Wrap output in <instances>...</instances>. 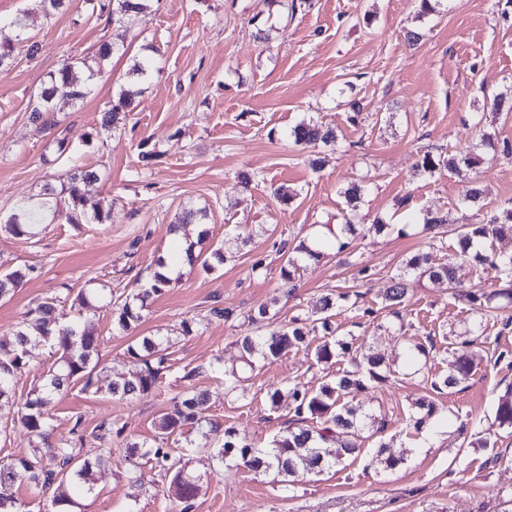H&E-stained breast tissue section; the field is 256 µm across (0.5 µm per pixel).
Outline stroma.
I'll return each instance as SVG.
<instances>
[{
  "instance_id": "obj_1",
  "label": "stroma",
  "mask_w": 512,
  "mask_h": 512,
  "mask_svg": "<svg viewBox=\"0 0 512 512\" xmlns=\"http://www.w3.org/2000/svg\"><path fill=\"white\" fill-rule=\"evenodd\" d=\"M307 2L294 13L288 0H155L123 26L108 23L87 0H72L51 17L39 0H0V43L14 41L10 21L21 13L28 35L43 45L34 59L21 55L0 67V215L74 168L99 174L84 186L88 204L112 207L102 224L59 218L37 225L31 237L0 231V274L34 269L0 300V341H12L28 311L65 285L98 295L85 315L111 378L127 373L126 350L139 337L172 341L171 370L149 395L122 401L76 386L53 403V441L67 439L78 416L88 432L104 420L124 430L112 439L94 492L80 497L84 512H178L167 478L156 472L146 471L144 488L131 495L126 442H153L155 419L172 409L184 372L198 366L203 372L194 384L208 395L202 414L219 427L205 436L209 447H200L204 437L196 432L176 444L201 477L192 512H512V429L494 423L498 397L512 389V367L497 359L512 353V308L492 319L456 298L459 290L498 286L487 266L456 260L457 230L476 223V210L459 202L461 175L416 166L423 148L477 150L473 174L484 186L486 210L512 205V153L477 147L485 132L512 146V112L489 105L493 95H512V0H440L430 13L420 0ZM409 31L420 36L416 46L405 39ZM102 41L116 51L92 93L62 105L51 128L37 129L29 121L31 95L64 58L84 56ZM148 56L156 61L152 76L129 79L135 59ZM124 89L135 93L132 111L116 129L101 131L102 113ZM354 100L362 106L357 115ZM310 118L335 129L334 146L294 145L291 127ZM143 140L154 154L148 162L139 157ZM316 155L323 159L318 171L308 165ZM354 181L366 186L353 218L366 237L352 238L347 252L300 261L295 292L284 297L277 244L342 223L340 192ZM280 186L294 192L291 202L275 198ZM403 199L414 219L428 209L446 214L444 247L434 259L454 264L456 287L413 281L401 319L376 321L364 309L380 308L392 278L424 245L414 228L402 235L368 231L378 217L401 222ZM188 205L206 209L201 249L223 246L224 264L212 272L185 269L149 298L135 330L119 331L102 291L117 297L147 287L175 237L196 238L195 225L176 222ZM243 234L250 243H240ZM259 260L260 274L253 270ZM344 292L357 299L355 307L337 308L338 336L358 351L384 352L391 363L387 381L349 403L385 418V431L365 439L360 454L287 491L272 476L233 462L217 466L212 449L223 444L225 430L265 448L291 422L288 402L270 410L268 389L315 390L345 366L316 362L324 340L318 330L308 345L227 389L225 374L239 364L236 342L246 331L242 317L269 308L271 331L304 316L321 296ZM217 304L237 320L211 317ZM484 319L488 328L470 348V378L434 392L431 376L444 370L448 349ZM428 336L435 343L428 356L406 353L407 340ZM423 397L438 411L418 431L413 419ZM17 411L0 407V463L33 448L15 422ZM383 442L391 454H406V462L392 470L371 464Z\"/></svg>"
}]
</instances>
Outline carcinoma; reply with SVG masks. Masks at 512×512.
<instances>
[{"label":"carcinoma","mask_w":512,"mask_h":512,"mask_svg":"<svg viewBox=\"0 0 512 512\" xmlns=\"http://www.w3.org/2000/svg\"><path fill=\"white\" fill-rule=\"evenodd\" d=\"M152 0H112V6L100 5V11L108 12L107 19L111 22L130 25L137 15L150 7ZM114 54L111 43L103 41L97 45L91 55L85 58H66L58 69L48 75L46 81L30 98L29 118L39 126L52 124L51 116L59 111L62 103H78L91 93L93 86L101 77L104 65ZM133 104L132 94L121 91L112 101L102 118V128L109 130L121 120V115L130 111ZM290 136L298 145H315L322 143L330 146L336 143V134L330 128H323L312 121L303 120L290 130ZM476 163L472 153L455 151L448 154L421 150L418 153L417 167L430 174L441 169L460 174ZM98 179L93 170L75 169L60 178V188L48 187L38 198H29L21 202L5 219L0 218V229L14 235L33 233L36 224L57 212L52 199L62 197L67 205L66 221L79 224L88 219L85 209L86 199L83 185ZM365 192V186L353 184L343 192L346 203L344 214L345 224L340 232H330L333 240L326 242V247L344 252L349 243L341 239L343 233H356L355 225L351 224L350 214L357 210ZM447 224L443 215L426 212L423 217L422 233L426 235V251L412 257L407 267L411 274L431 281H446L449 288L455 287V268L453 265H442L433 262L434 253L443 248L444 237L436 231ZM512 236V207L505 208L477 224H468L459 232L458 245L460 253L465 257L488 266L496 274L499 281L505 284L489 293H468V301L480 307L495 299H502L505 305H512V256H501L482 249L487 241ZM194 245L185 249L189 263L197 261L206 270L215 269V265L224 261L222 248L201 257L194 255ZM282 255L286 258L281 268L282 287L290 294L294 290V276L297 268L295 254L306 255L312 260H319L322 251L310 249L305 242L295 245L285 241L281 246ZM29 274V271L16 269L0 275V299L6 297ZM170 285V278L163 273L155 272L148 287L124 299L111 303L113 323L122 331L135 328L142 319V311L146 300L153 295H160ZM410 282L407 274H399L392 280L382 297L381 309L387 315L399 317L400 308L405 303ZM71 289L46 298L30 310V327L16 333L15 341L10 345H0V402L15 399V386L29 366L28 329L37 333V338L50 350L55 357L43 384L35 387L31 397L21 405L18 411L19 423L37 440L39 445L32 448L28 455L16 457L7 465H0V512H30L27 504L16 497L15 484L25 481L44 494L52 492L49 498L51 512H73L79 505L74 499L72 487L77 486L87 494L94 491V472L107 463L112 455V421L100 422L92 431L94 440L99 443V453L93 457L82 455L86 434L81 418H76L70 429L71 439L54 444L50 441L49 432L52 415L49 405L52 400L66 393L75 385H82L86 391L92 387L121 400H131L145 396L154 391L170 364L168 342L161 338L145 337L141 342L127 348L131 368L127 376L119 380H109L101 385L103 369L99 368V339L85 330V319L80 316L68 324L59 323L54 316L56 305L69 300ZM349 293H341L337 297L325 296L321 299L317 311L314 312L315 322L319 323L329 339L316 348V359L320 363H330L337 357H343L348 365L337 371L330 382L316 391H309L294 384L288 387V394L279 388L266 392V400L270 409L278 408L283 397L293 405L294 416L303 422L296 428H287L276 436L266 448H256L236 434L224 430V444L213 451L218 464L226 460L240 462L252 471H262L274 476L278 482L291 485L298 474H321L332 470L343 463L346 456H353L361 451L366 439L365 433H380L385 422L378 416L362 413L353 409L345 402L346 397L362 392L372 382L380 383L388 379L389 365L384 355L379 352L355 355L352 344L336 337L333 327V310L346 300ZM269 319L267 308L258 309L257 313L247 317L250 329L238 341L241 359L250 370H255L261 363L272 362L288 350L306 343L307 327L293 321L291 325L267 334H261L253 327ZM471 341L464 339L460 348L451 351L448 371L430 381L433 391L442 392L468 380L472 365L464 348ZM202 368L195 367L183 376L186 386L181 400L170 412L162 414L155 422L157 432L155 443L130 442L127 445L129 467L126 478L134 493L143 485V468L156 469L172 476L169 493L179 502L180 512H190L193 500L198 493L197 479L185 470L183 457L173 455L168 441L195 430L202 431L205 417L200 412L206 393L198 390L193 384L195 376ZM495 421L501 428H512V390L498 399L495 410Z\"/></svg>","instance_id":"carcinoma-1"}]
</instances>
